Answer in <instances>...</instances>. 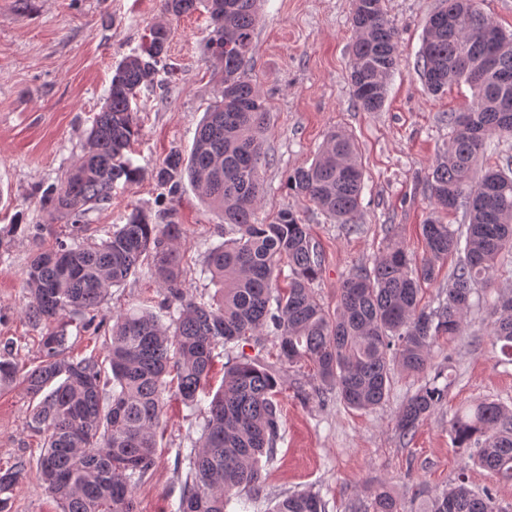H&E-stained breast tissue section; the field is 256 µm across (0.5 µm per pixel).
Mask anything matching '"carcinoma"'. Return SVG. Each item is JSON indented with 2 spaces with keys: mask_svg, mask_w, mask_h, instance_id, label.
Wrapping results in <instances>:
<instances>
[{
  "mask_svg": "<svg viewBox=\"0 0 512 512\" xmlns=\"http://www.w3.org/2000/svg\"><path fill=\"white\" fill-rule=\"evenodd\" d=\"M164 13L180 17L202 7L209 15L204 54L220 74L221 95L208 107L189 154L172 149L155 171L169 207L163 224L134 208L126 223L112 225L100 241L84 240L81 218L110 200L118 182L136 183L140 168L127 152L139 135L137 101L166 67L171 30L148 28L139 50L125 56L112 75L105 105L87 133L83 154L64 179L38 189L42 209L65 217L63 237L44 246L48 224H10L0 229V248L22 233L36 243L26 270L25 316L34 326L56 322L41 338L40 360L26 369L11 342L0 347V388L18 386L29 397L27 426L44 438L37 470L60 512H136L134 487L155 467L157 430L164 394L204 409L197 444L185 456L188 472L176 512H228L233 502L263 492L261 457H271L280 439L276 375L244 355L224 364V380L207 407L209 373L219 347L257 337L270 329L283 364L308 363L318 389H334L354 410H370L389 396L395 371H426L430 350L441 336L460 333L475 306L478 287L489 286L499 254L512 247V163L478 168L494 154L488 138L512 137V34L479 9L477 0H440L424 28L417 68L428 91L444 93L464 82L473 91L463 112L448 113V150L431 167L432 216L422 225L426 257L413 262L398 242H388L373 266L361 265L344 280L332 313L313 284L323 255L310 226L282 209L269 224L255 221L266 160L265 101L246 75L259 22V0H161ZM361 4L351 15L350 80L357 107L377 112L398 65V36L384 0ZM364 174L354 137L331 129L310 165L288 174L289 193L312 202L337 224L355 226ZM189 182L196 195L224 219L228 239L211 248L205 272L217 294L186 295L180 267V225L174 202ZM463 206L468 223L453 227L443 215ZM456 253L446 298L422 302V285L437 277V263ZM290 268L288 287H275L281 263ZM147 265L165 289L163 317L130 310L112 318L104 359L75 358L67 319L92 315L112 287ZM492 335L512 363V294L486 304ZM437 373L402 405L396 429L411 435L448 394ZM464 464L444 493L426 500L420 512H508L496 493L475 491L469 464L512 481V409L484 401L450 423ZM24 462L0 470V512L5 494L18 483ZM374 512H398L384 490L374 491ZM270 512H325L319 493L306 490L278 501Z\"/></svg>",
  "mask_w": 512,
  "mask_h": 512,
  "instance_id": "1",
  "label": "carcinoma"
}]
</instances>
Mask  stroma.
<instances>
[{
  "mask_svg": "<svg viewBox=\"0 0 512 512\" xmlns=\"http://www.w3.org/2000/svg\"><path fill=\"white\" fill-rule=\"evenodd\" d=\"M439 0H385L398 31L399 65L391 75L381 111L357 108L350 84L353 29L349 0H261L254 51L247 74L258 86L269 113L263 192L255 219L265 224L284 207L310 224L323 251L314 289L325 306L336 308L339 290L357 266L371 265L387 236L413 259H421V226L429 216L427 176L448 148V115L472 97L468 84L442 96L427 91L416 61L427 17ZM171 28L167 62L170 82L143 92L138 101L139 138L133 162L141 169L130 186L116 185L111 200L85 217L87 235L104 237L125 223L132 208L157 215L165 208L152 177L174 148L190 150L195 131L221 87L204 56L205 10L180 18L161 11L160 0H0V227L48 224L64 234V221L40 208L38 187L57 182L82 154L87 130L107 97L113 70L142 43L147 26ZM346 130L356 138L365 177L355 230L331 222L314 204L289 194L290 170L309 163L326 132ZM181 224L186 293L214 294L203 274L207 252L224 239L220 217L184 187L176 205ZM34 244L15 236L0 254V341L11 339L28 365H36L44 326L28 323L25 268ZM163 288L141 273L113 287L97 317L144 307L158 310ZM258 357L281 380V439L271 460L261 463L264 494L245 512H268L273 500L307 489L319 491L325 512L359 505L372 512L370 492L385 487L400 512L453 482L462 456L452 443L451 418L484 400L512 407V365L500 364L498 345L484 308L468 313L460 335L439 338L431 347V370H449L446 400L419 423L412 437L399 435L395 416L426 375L395 374L388 399L367 411L347 408L335 392L302 402L297 389L314 384L308 366L279 364L271 335L260 342L228 346L210 378L219 388L228 358ZM29 399L19 388L0 390V468L25 462L8 512H58L37 474L42 440L27 427ZM204 417L180 401H165L154 469L134 489L137 512H172L187 468L181 456L202 432Z\"/></svg>",
  "mask_w": 512,
  "mask_h": 512,
  "instance_id": "stroma-1",
  "label": "stroma"
}]
</instances>
